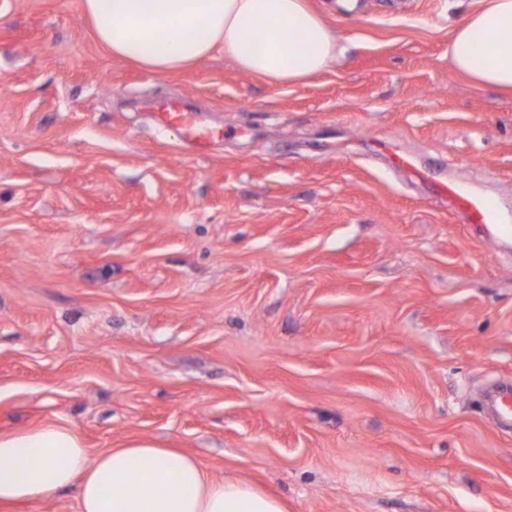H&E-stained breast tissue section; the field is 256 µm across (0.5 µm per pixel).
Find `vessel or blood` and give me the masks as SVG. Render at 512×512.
<instances>
[{
	"instance_id": "b4317fda",
	"label": "vessel or blood",
	"mask_w": 512,
	"mask_h": 512,
	"mask_svg": "<svg viewBox=\"0 0 512 512\" xmlns=\"http://www.w3.org/2000/svg\"><path fill=\"white\" fill-rule=\"evenodd\" d=\"M159 126H177L184 130L187 141L200 152L206 151L216 140V130L205 123L197 112L184 106L171 104L155 115ZM392 167L411 170L419 180L431 184L434 193L448 202L461 214L466 223L484 224L501 233L512 231V226L503 222L497 204L490 198L476 194L462 179H441L435 170L417 163L399 146L385 143L381 146Z\"/></svg>"
}]
</instances>
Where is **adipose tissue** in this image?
Masks as SVG:
<instances>
[{"label": "adipose tissue", "instance_id": "ef3b65f1", "mask_svg": "<svg viewBox=\"0 0 512 512\" xmlns=\"http://www.w3.org/2000/svg\"><path fill=\"white\" fill-rule=\"evenodd\" d=\"M113 56L155 71L198 63L215 49L272 84L304 83L336 63L339 37L307 0H83ZM453 67L512 92V0H484L453 33ZM77 486L78 512H288L278 497L194 456L132 441L90 456L71 427L0 433V503Z\"/></svg>", "mask_w": 512, "mask_h": 512}]
</instances>
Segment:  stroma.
<instances>
[{
	"label": "stroma",
	"instance_id": "1",
	"mask_svg": "<svg viewBox=\"0 0 512 512\" xmlns=\"http://www.w3.org/2000/svg\"><path fill=\"white\" fill-rule=\"evenodd\" d=\"M310 0L344 54L271 85L127 62L82 0H0V432L179 448L288 512H512V95L448 57L482 0ZM229 130L203 153L150 102ZM395 169H410L419 180L431 183L434 193L461 214L467 224H484L501 233H512V226L503 222L497 204L490 198L473 192L462 179L436 178L435 170L417 163L399 146L380 144Z\"/></svg>",
	"mask_w": 512,
	"mask_h": 512
}]
</instances>
